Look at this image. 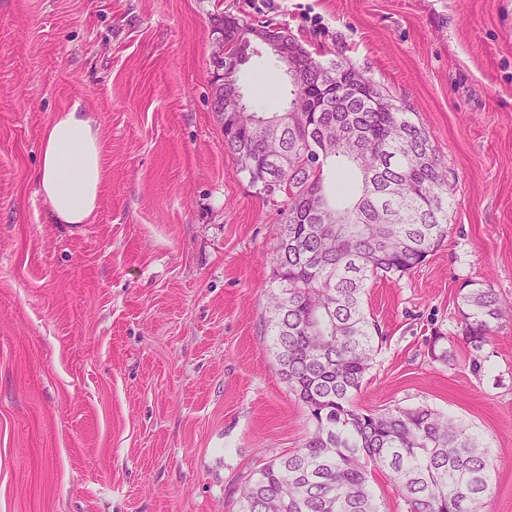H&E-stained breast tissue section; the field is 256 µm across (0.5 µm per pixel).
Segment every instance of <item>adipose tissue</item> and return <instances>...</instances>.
I'll use <instances>...</instances> for the list:
<instances>
[{"label":"adipose tissue","instance_id":"ef3b65f1","mask_svg":"<svg viewBox=\"0 0 512 512\" xmlns=\"http://www.w3.org/2000/svg\"><path fill=\"white\" fill-rule=\"evenodd\" d=\"M105 178L97 128L80 106L58 113L45 128L36 171L38 190L60 224H87Z\"/></svg>","mask_w":512,"mask_h":512}]
</instances>
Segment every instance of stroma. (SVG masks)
I'll use <instances>...</instances> for the list:
<instances>
[{"label":"stroma","mask_w":512,"mask_h":512,"mask_svg":"<svg viewBox=\"0 0 512 512\" xmlns=\"http://www.w3.org/2000/svg\"><path fill=\"white\" fill-rule=\"evenodd\" d=\"M223 12L345 59L429 131L448 238L370 282L382 334L357 403L426 404L482 435L485 512H512V323L476 373L458 316L471 283L512 300V0H0V512H239L248 475L311 429L271 351L278 208L209 105ZM239 82L284 111L268 53ZM76 104L106 179L92 223L57 224L35 172ZM437 332L451 363L427 354Z\"/></svg>","instance_id":"obj_1"}]
</instances>
